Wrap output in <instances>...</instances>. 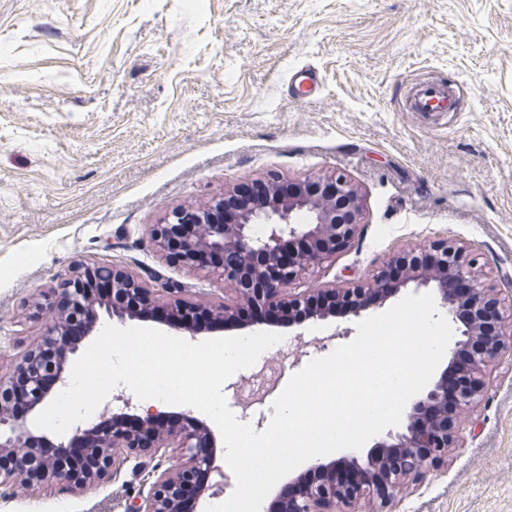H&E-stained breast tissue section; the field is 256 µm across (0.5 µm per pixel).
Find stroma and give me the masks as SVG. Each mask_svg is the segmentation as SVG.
I'll list each match as a JSON object with an SVG mask.
<instances>
[{
	"label": "stroma",
	"mask_w": 512,
	"mask_h": 512,
	"mask_svg": "<svg viewBox=\"0 0 512 512\" xmlns=\"http://www.w3.org/2000/svg\"><path fill=\"white\" fill-rule=\"evenodd\" d=\"M313 69L317 92L292 85ZM424 82L452 112H413ZM345 175L366 222L298 288L370 282L394 251L468 246L512 316V0H0V371L41 336L35 303L77 263L211 299L149 225L273 173ZM251 369L225 397L264 430ZM464 440L396 512H512V369H489ZM95 489L15 485L0 512H122Z\"/></svg>",
	"instance_id": "stroma-1"
}]
</instances>
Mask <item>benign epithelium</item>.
Listing matches in <instances>:
<instances>
[{"label": "benign epithelium", "instance_id": "benign-epithelium-1", "mask_svg": "<svg viewBox=\"0 0 512 512\" xmlns=\"http://www.w3.org/2000/svg\"><path fill=\"white\" fill-rule=\"evenodd\" d=\"M280 183L276 176L261 180L264 194L230 222L213 213L223 209L237 187L203 204L175 207L148 229L151 246L170 261L233 287L235 295L222 296L218 304L185 301L182 288L172 282L148 288L115 265L79 266L61 279L39 303L47 316L42 336L19 356L10 373L0 374V456L17 462L7 470L0 467V487L21 482L81 492L139 458L151 463L149 488L127 499L125 512H197L203 499L224 492L227 479L218 456L223 440L189 411L144 409L133 397L122 396L105 402L97 420L77 424L65 439L33 428L45 402L68 385L70 356L98 333L96 313L81 334L71 335V314L93 305L120 324L140 319L126 305L129 300L163 311L166 317L158 324L167 334L194 340L216 330L351 320L383 308L410 285L416 291L432 288L455 325L446 367L412 401L405 423L387 430L361 456L316 458L281 485L276 512H336L338 505L358 512L366 502L373 504L372 512H393L396 501L443 463L448 449L461 440L458 415L483 396L486 368L501 364L502 354L512 351L505 340L512 334V322L501 299L485 285L476 258L446 239L403 249L367 287L291 290L302 276L351 248L365 213L358 189L342 174L295 182L288 193ZM305 242L316 247L282 261L286 246ZM96 273L108 275L119 301L95 295L90 281ZM463 350L471 351L467 380L450 410L448 376ZM46 371L56 374L52 388L40 384ZM75 440L86 453L84 468L70 470L57 458L35 460L38 448H58L64 454ZM166 458L172 463L165 468Z\"/></svg>", "mask_w": 512, "mask_h": 512}]
</instances>
